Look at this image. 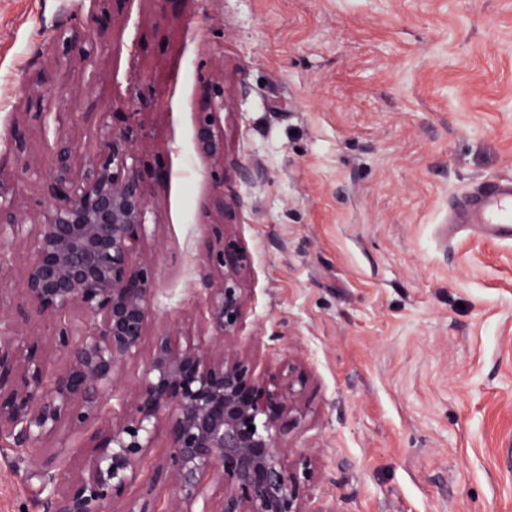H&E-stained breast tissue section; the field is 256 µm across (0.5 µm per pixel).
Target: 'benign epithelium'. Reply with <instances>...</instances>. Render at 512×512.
<instances>
[{
    "label": "benign epithelium",
    "instance_id": "1",
    "mask_svg": "<svg viewBox=\"0 0 512 512\" xmlns=\"http://www.w3.org/2000/svg\"><path fill=\"white\" fill-rule=\"evenodd\" d=\"M89 2L93 23L60 30L50 47L57 59L103 39L105 14ZM209 84L196 130L219 183L196 255L204 341L160 329L146 345L158 288L143 253L151 202L138 97L123 124L105 112L86 141L66 132L71 113H35L45 164L30 157L25 135L6 137L42 194L23 196L0 167V447L40 448L67 430L54 456L36 463L43 512H309L300 474L283 462L300 391L291 379L256 374L242 348L250 257L225 231L236 209L224 198V76ZM12 293L22 303L5 312ZM49 355L62 363L49 366ZM136 363L142 371L128 390ZM159 432L165 451L143 481ZM72 455L83 458L78 472L67 465Z\"/></svg>",
    "mask_w": 512,
    "mask_h": 512
}]
</instances>
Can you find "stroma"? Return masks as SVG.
I'll use <instances>...</instances> for the list:
<instances>
[{
    "mask_svg": "<svg viewBox=\"0 0 512 512\" xmlns=\"http://www.w3.org/2000/svg\"><path fill=\"white\" fill-rule=\"evenodd\" d=\"M81 0H0V163L60 88L95 135L145 99L154 326L198 330L196 261L216 190L250 256L242 346L296 367L286 464L308 512H512V244L449 234L453 197L512 177V0H126L66 64L45 48ZM99 80L86 86L82 56ZM224 77V184L195 150L204 75ZM259 166L260 177L241 176ZM0 447V512H42Z\"/></svg>",
    "mask_w": 512,
    "mask_h": 512,
    "instance_id": "35a3bbf8",
    "label": "stroma"
}]
</instances>
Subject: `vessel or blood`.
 <instances>
[{
    "mask_svg": "<svg viewBox=\"0 0 512 512\" xmlns=\"http://www.w3.org/2000/svg\"><path fill=\"white\" fill-rule=\"evenodd\" d=\"M449 232L466 231L512 243V177L476 184L448 212Z\"/></svg>",
    "mask_w": 512,
    "mask_h": 512,
    "instance_id": "b4317fda",
    "label": "vessel or blood"
}]
</instances>
